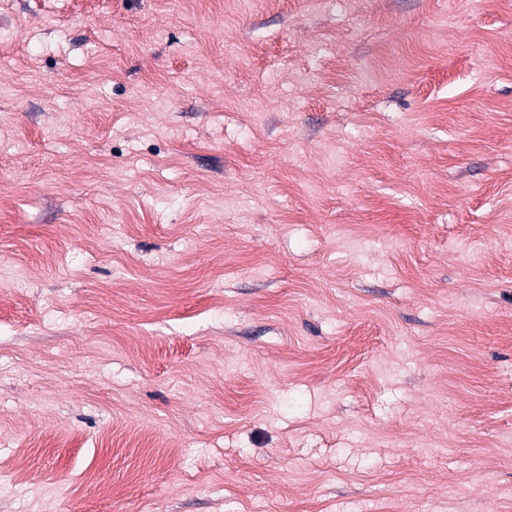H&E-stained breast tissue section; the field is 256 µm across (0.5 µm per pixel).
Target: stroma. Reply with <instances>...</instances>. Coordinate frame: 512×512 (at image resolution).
<instances>
[{
  "label": "stroma",
  "mask_w": 512,
  "mask_h": 512,
  "mask_svg": "<svg viewBox=\"0 0 512 512\" xmlns=\"http://www.w3.org/2000/svg\"><path fill=\"white\" fill-rule=\"evenodd\" d=\"M0 512H512V0H0Z\"/></svg>",
  "instance_id": "stroma-1"
}]
</instances>
